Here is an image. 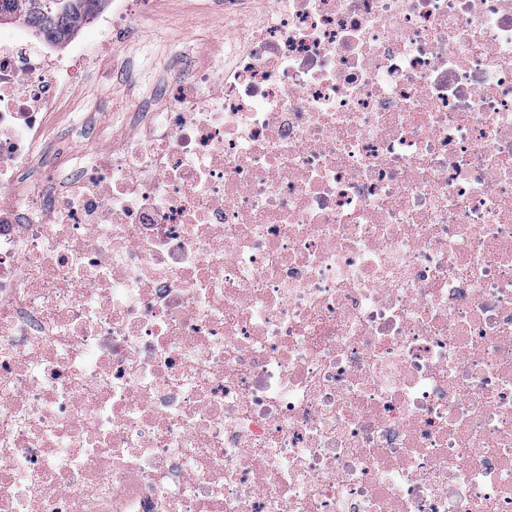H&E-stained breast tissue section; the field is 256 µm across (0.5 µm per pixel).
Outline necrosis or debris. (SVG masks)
Instances as JSON below:
<instances>
[{
    "label": "necrosis or debris",
    "mask_w": 512,
    "mask_h": 512,
    "mask_svg": "<svg viewBox=\"0 0 512 512\" xmlns=\"http://www.w3.org/2000/svg\"><path fill=\"white\" fill-rule=\"evenodd\" d=\"M266 3L87 167L0 27V512H512V0Z\"/></svg>",
    "instance_id": "obj_1"
}]
</instances>
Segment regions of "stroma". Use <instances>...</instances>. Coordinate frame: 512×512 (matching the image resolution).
<instances>
[{"label": "stroma", "instance_id": "stroma-1", "mask_svg": "<svg viewBox=\"0 0 512 512\" xmlns=\"http://www.w3.org/2000/svg\"><path fill=\"white\" fill-rule=\"evenodd\" d=\"M224 29V15L209 0H165L163 8L139 15L112 46L108 69L77 79L75 112L90 118L91 130L66 143L67 151L89 158L129 130L138 102L156 97L171 77L177 52L202 49Z\"/></svg>", "mask_w": 512, "mask_h": 512}]
</instances>
